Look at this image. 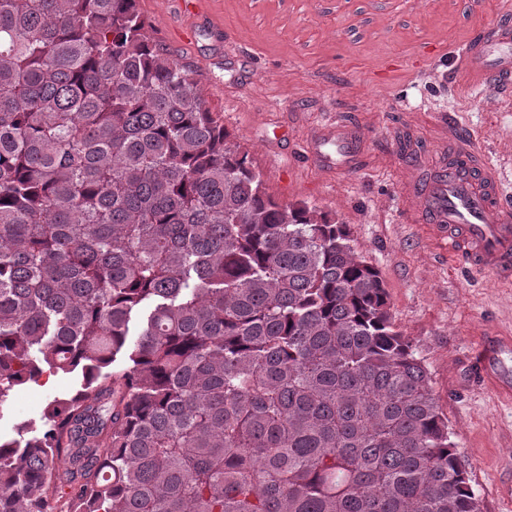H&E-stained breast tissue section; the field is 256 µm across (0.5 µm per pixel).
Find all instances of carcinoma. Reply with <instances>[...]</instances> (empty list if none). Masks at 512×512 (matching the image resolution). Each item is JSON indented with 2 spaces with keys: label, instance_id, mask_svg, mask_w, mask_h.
<instances>
[{
  "label": "carcinoma",
  "instance_id": "obj_1",
  "mask_svg": "<svg viewBox=\"0 0 512 512\" xmlns=\"http://www.w3.org/2000/svg\"><path fill=\"white\" fill-rule=\"evenodd\" d=\"M145 27L0 0V404L82 376L0 437V512H481L349 226L268 194Z\"/></svg>",
  "mask_w": 512,
  "mask_h": 512
}]
</instances>
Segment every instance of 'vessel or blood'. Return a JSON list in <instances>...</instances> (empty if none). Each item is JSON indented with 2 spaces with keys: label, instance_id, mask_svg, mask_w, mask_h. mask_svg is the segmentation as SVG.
I'll list each match as a JSON object with an SVG mask.
<instances>
[{
  "label": "vessel or blood",
  "instance_id": "b4317fda",
  "mask_svg": "<svg viewBox=\"0 0 512 512\" xmlns=\"http://www.w3.org/2000/svg\"><path fill=\"white\" fill-rule=\"evenodd\" d=\"M471 86L495 91L512 87V22L496 20L473 33L461 53ZM335 152H326L327 142ZM360 143L343 123L321 126L311 141L312 161L330 171L352 168ZM477 152L461 142L443 160L436 177L409 185L405 203L409 211L424 215L423 232L455 258L466 259L475 270L493 275L500 285L512 286V216L500 178L491 165H477ZM512 338L492 336L479 348L477 374L498 397L512 401Z\"/></svg>",
  "mask_w": 512,
  "mask_h": 512
}]
</instances>
